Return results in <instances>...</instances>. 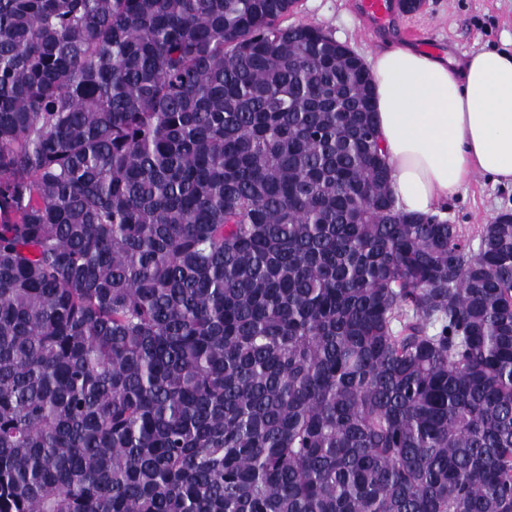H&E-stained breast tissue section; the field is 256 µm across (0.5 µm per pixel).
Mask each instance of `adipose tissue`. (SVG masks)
Wrapping results in <instances>:
<instances>
[{"label": "adipose tissue", "mask_w": 512, "mask_h": 512, "mask_svg": "<svg viewBox=\"0 0 512 512\" xmlns=\"http://www.w3.org/2000/svg\"><path fill=\"white\" fill-rule=\"evenodd\" d=\"M376 121L403 211L435 212L472 175L512 185V53L463 66L393 48L369 59Z\"/></svg>", "instance_id": "adipose-tissue-1"}]
</instances>
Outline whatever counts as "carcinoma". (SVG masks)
Listing matches in <instances>:
<instances>
[{
    "label": "carcinoma",
    "mask_w": 512,
    "mask_h": 512,
    "mask_svg": "<svg viewBox=\"0 0 512 512\" xmlns=\"http://www.w3.org/2000/svg\"><path fill=\"white\" fill-rule=\"evenodd\" d=\"M296 4L0 0V512H512V211Z\"/></svg>",
    "instance_id": "1"
}]
</instances>
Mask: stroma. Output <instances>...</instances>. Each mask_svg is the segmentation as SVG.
<instances>
[{
  "label": "stroma",
  "instance_id": "obj_1",
  "mask_svg": "<svg viewBox=\"0 0 512 512\" xmlns=\"http://www.w3.org/2000/svg\"><path fill=\"white\" fill-rule=\"evenodd\" d=\"M283 22L323 28L363 58L409 47L460 64L481 50H512V0H425L418 12H396L388 28L374 31L362 25L359 0H299ZM506 208L512 210V186L475 175L438 212L475 249L482 226Z\"/></svg>",
  "mask_w": 512,
  "mask_h": 512
}]
</instances>
